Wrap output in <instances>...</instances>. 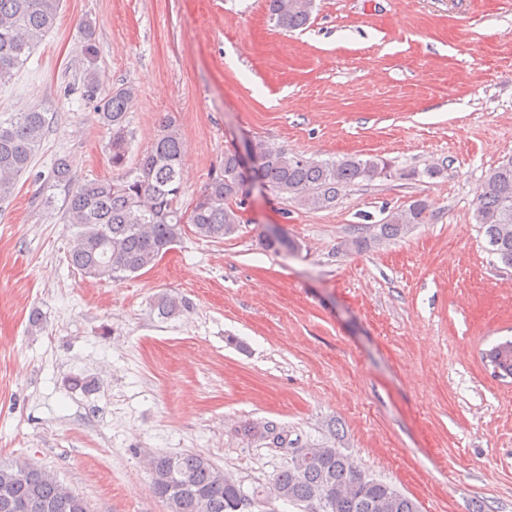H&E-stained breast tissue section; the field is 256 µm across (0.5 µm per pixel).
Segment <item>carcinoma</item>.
I'll list each match as a JSON object with an SVG mask.
<instances>
[{"label": "carcinoma", "instance_id": "1", "mask_svg": "<svg viewBox=\"0 0 512 512\" xmlns=\"http://www.w3.org/2000/svg\"><path fill=\"white\" fill-rule=\"evenodd\" d=\"M62 0H0V86L12 82L30 58L37 43L55 26ZM275 25L285 31L304 27L315 0H268ZM82 95L96 103L98 123L110 134L109 159L117 176L106 181L77 184L69 160L60 158L53 168L55 183L67 186L63 215L75 229L69 261L84 276L100 282L115 281L153 266L190 231L206 239L234 234L243 223L245 201L238 197L244 181L259 182L289 195L298 206L330 208L339 195L358 182L386 179L390 163L370 156L317 162L285 149L273 150L263 141L250 145L257 159L251 171L239 165L237 154L224 153L219 173L205 184L185 210L180 205L184 161L182 137L175 122L160 121L153 144L126 170L132 133L127 108L130 86L100 94L92 69L85 74ZM49 120L39 110L0 113V203L10 199L19 178L31 167ZM433 218L431 203L414 199L389 211L373 238L355 236L345 247L362 251L371 243L392 239ZM475 220L490 254L512 268V156L491 167L483 176L475 200ZM267 245L295 248L279 231H266ZM160 316L182 312V301L169 293L155 297ZM483 364L498 370V378L512 379V339L481 352ZM277 427L246 423L241 435L263 439ZM303 458H291L268 485L256 487L250 498L257 502L273 494L304 508V512H420L415 500L390 484L370 477L337 448H301ZM153 493L168 512H237L240 487L227 482L224 472L196 453L160 455L150 468ZM0 512H89L87 503L59 482L44 467L25 459L0 461Z\"/></svg>", "mask_w": 512, "mask_h": 512}]
</instances>
